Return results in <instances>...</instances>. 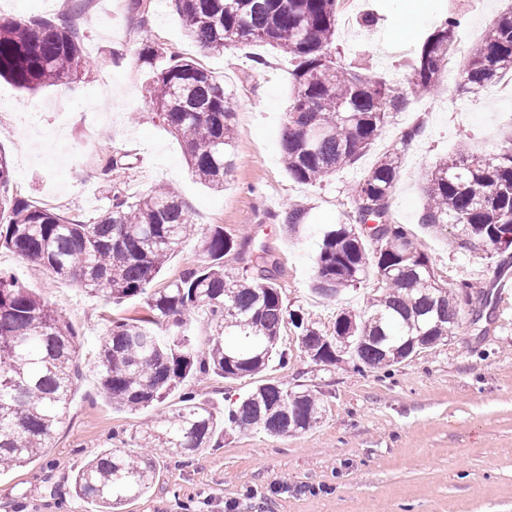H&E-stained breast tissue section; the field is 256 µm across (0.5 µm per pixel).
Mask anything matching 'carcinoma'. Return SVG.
<instances>
[{
	"instance_id": "cac0c4a2",
	"label": "carcinoma",
	"mask_w": 512,
	"mask_h": 512,
	"mask_svg": "<svg viewBox=\"0 0 512 512\" xmlns=\"http://www.w3.org/2000/svg\"><path fill=\"white\" fill-rule=\"evenodd\" d=\"M187 36L221 52L262 42L288 56L294 95L282 133V163L301 184L323 181L354 164L371 146L407 95L433 87L448 56L461 49L464 86L475 93L512 74V9L476 43L459 41L462 19L444 17L425 38L399 90L336 62L332 53L339 0H175ZM150 101L186 147L198 180L224 187L232 175L236 140L231 98L195 62L147 40L138 52ZM85 64L82 39L69 18L0 19V77L25 90L72 84ZM401 154L383 153L353 188V209L343 224L322 231L313 290L334 299L360 286L375 270L378 288L361 314L342 311L332 332L310 314L285 305L265 257L247 254L249 236L214 225L201 239L206 259L155 288L153 282L185 239L198 233L174 192L153 188L130 196L113 176L131 168L126 154L99 158L111 186L109 206L87 220L38 206L12 190L6 152L0 150V250L39 263L55 278L74 280L111 304L140 297L146 314L110 320L96 354L102 393L112 406L136 412L162 404L183 382L210 375L238 379L262 373L290 327L317 364L342 357L361 370H382L448 342L464 309L458 289L482 301L473 284H439L428 256L395 222L390 198ZM307 208L288 207L281 223L290 231L306 223ZM418 223L434 230L452 225L459 250L486 254L512 247V140L493 155L455 152L426 177ZM241 267L226 272L228 261ZM207 325L200 349L197 321ZM76 328L61 312L0 269V471L24 466L49 447L69 408L74 386ZM324 408L310 390L267 380L224 408V417L192 396L146 424L139 442L192 453L215 441L221 429L285 436L316 424ZM154 469L118 450L85 464L73 478L77 496L97 512H120L146 495Z\"/></svg>"
}]
</instances>
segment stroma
Here are the masks:
<instances>
[{
    "label": "stroma",
    "mask_w": 512,
    "mask_h": 512,
    "mask_svg": "<svg viewBox=\"0 0 512 512\" xmlns=\"http://www.w3.org/2000/svg\"><path fill=\"white\" fill-rule=\"evenodd\" d=\"M409 6V0H357L351 25L336 28L341 63L402 80L441 13L463 15L460 40L468 43L512 0H419L412 38L395 41ZM64 13L84 38L86 63L76 82L32 92L0 79V147L11 161L14 190L33 203L71 216H97L107 202L96 160L128 154L133 166L120 180L129 195L162 183L186 202L201 230L218 224L251 235L254 245L265 247L289 308L310 313L329 331L340 311L363 310L373 287L331 301L312 293L318 231L345 221L355 183L382 153L397 147L401 167L391 214L414 235L441 283L452 288L466 279L490 293L497 275L512 276V249L493 256L458 250L451 231L435 232L418 222L425 177L437 159L462 148L488 156L512 136V75L477 94L464 90L460 78L440 76L432 90L408 99L353 165L322 183L303 185L281 163L292 85L288 63L276 49L254 43L221 54L201 50L186 36L171 0H145L140 15L128 10L127 0H0L5 18ZM146 40L195 61L233 97L234 169L223 190L198 182L185 148L149 104L146 72L137 59ZM107 79L116 124L92 133L83 115L96 110ZM57 105L71 115L63 137L77 158L69 166L48 161L34 133L55 127ZM411 127L421 128V135L401 146ZM294 203L308 209L305 226L295 233L277 218ZM0 268L40 293L79 332L69 413L40 457L0 473V512H94L75 495L72 478L107 449L124 450L156 468L149 493L123 512H225L229 502L237 503L236 512H512V307L492 303L481 319L462 313L447 344L367 373L344 362L315 364L296 336L283 331L279 346L288 362L270 363L264 376L315 394L325 407L319 422L279 438L229 430L214 447L180 455L138 447L139 426L177 408L187 393L223 408L252 390L256 379L193 377L161 405L133 413L114 409L98 387L94 348L111 318L143 315L142 300L104 304L6 250H0Z\"/></svg>",
    "instance_id": "stroma-1"
}]
</instances>
